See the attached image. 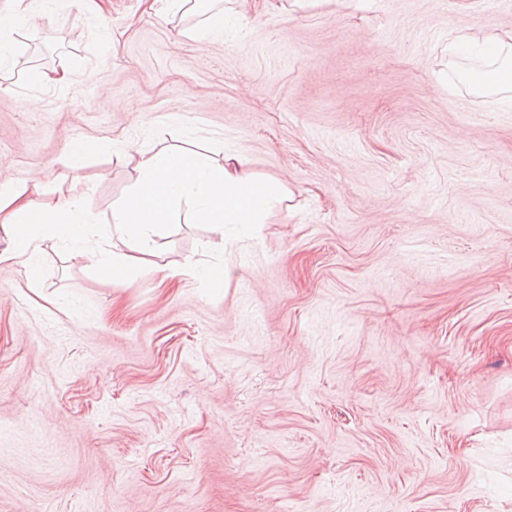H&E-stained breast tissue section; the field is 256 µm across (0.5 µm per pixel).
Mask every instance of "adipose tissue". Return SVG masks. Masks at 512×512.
I'll return each instance as SVG.
<instances>
[{
  "instance_id": "ef3b65f1",
  "label": "adipose tissue",
  "mask_w": 512,
  "mask_h": 512,
  "mask_svg": "<svg viewBox=\"0 0 512 512\" xmlns=\"http://www.w3.org/2000/svg\"><path fill=\"white\" fill-rule=\"evenodd\" d=\"M484 52L487 68L470 69L466 79L476 94L512 82V33L489 38ZM133 190L112 209V229L105 245L93 247L96 219L84 198L63 196L51 209L31 200L39 185H18L0 192V229L9 239L14 257L23 259L30 275H38L45 243L68 247L99 278L128 276L134 255H150L154 234L168 223L174 205L187 199L193 217L237 238L249 236L263 223L273 203L282 201L279 183L257 180L245 172L243 161L228 154L223 162L199 153L138 152L132 168Z\"/></svg>"
}]
</instances>
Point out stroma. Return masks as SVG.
<instances>
[{"label": "stroma", "mask_w": 512, "mask_h": 512, "mask_svg": "<svg viewBox=\"0 0 512 512\" xmlns=\"http://www.w3.org/2000/svg\"><path fill=\"white\" fill-rule=\"evenodd\" d=\"M149 2L0 0V190L104 233L155 148L287 194L239 241L178 211L120 282L48 245L31 284L0 232V512H512V96L448 51L512 0H224L205 38ZM159 271L166 272L163 279L190 276L207 282L212 288H223L224 269L199 265L191 260H186L176 267H162Z\"/></svg>", "instance_id": "stroma-1"}]
</instances>
